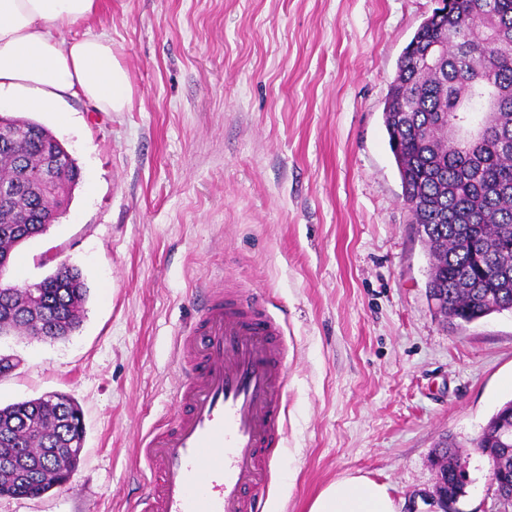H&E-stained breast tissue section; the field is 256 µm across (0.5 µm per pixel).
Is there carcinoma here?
<instances>
[{"label":"carcinoma","mask_w":512,"mask_h":512,"mask_svg":"<svg viewBox=\"0 0 512 512\" xmlns=\"http://www.w3.org/2000/svg\"><path fill=\"white\" fill-rule=\"evenodd\" d=\"M435 9L406 46L390 88L384 123L400 176L403 197L428 248L432 266L428 297L449 324L461 327L493 313L512 312V0H447ZM448 51L435 73L424 70L429 48ZM499 122L482 143L445 140L448 122L460 128L467 115L489 102ZM79 168L42 125L0 116V184L14 187L0 199V268L14 251L44 234L68 205ZM31 297L19 289L0 294V320L17 334L36 335L42 323L64 338L81 322L87 288L79 268L60 264L37 282ZM60 405L42 398L0 407V456L27 449L18 470L28 478L0 472V495L36 498L56 486L58 473L44 449L63 448L85 435L81 407L65 393ZM512 421V401L501 405L473 440L512 493V442L500 441L502 424ZM440 480L454 500L465 493L457 467L464 458L447 438L434 449Z\"/></svg>","instance_id":"1"}]
</instances>
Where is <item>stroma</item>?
Wrapping results in <instances>:
<instances>
[{
	"label": "stroma",
	"instance_id": "1",
	"mask_svg": "<svg viewBox=\"0 0 512 512\" xmlns=\"http://www.w3.org/2000/svg\"><path fill=\"white\" fill-rule=\"evenodd\" d=\"M434 0H100L133 96L68 125L27 113L75 159L65 213L17 249L39 282L61 262L88 295L59 340L0 336L16 367L0 406L51 392L81 407L72 482L0 512H140L142 439L176 412V341L205 288L254 289L284 328L285 433L264 512H308L337 480L388 486L408 512L435 482L433 449L467 458L459 512H492L471 442L512 399V313L463 327L436 314L429 255L402 197L384 110Z\"/></svg>",
	"mask_w": 512,
	"mask_h": 512
}]
</instances>
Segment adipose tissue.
<instances>
[{
	"mask_svg": "<svg viewBox=\"0 0 512 512\" xmlns=\"http://www.w3.org/2000/svg\"><path fill=\"white\" fill-rule=\"evenodd\" d=\"M99 0H0V101L19 112H52L79 97L100 112L124 111L132 97L126 70L105 36L67 37ZM309 512H397L386 485L350 477L328 485Z\"/></svg>",
	"mask_w": 512,
	"mask_h": 512,
	"instance_id": "adipose-tissue-1",
	"label": "adipose tissue"
}]
</instances>
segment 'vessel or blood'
Segmentation results:
<instances>
[{"instance_id": "obj_1", "label": "vessel or blood", "mask_w": 512, "mask_h": 512, "mask_svg": "<svg viewBox=\"0 0 512 512\" xmlns=\"http://www.w3.org/2000/svg\"><path fill=\"white\" fill-rule=\"evenodd\" d=\"M263 299L205 290L178 341L180 414L140 450L156 481L142 512H263L284 426L287 347Z\"/></svg>"}]
</instances>
